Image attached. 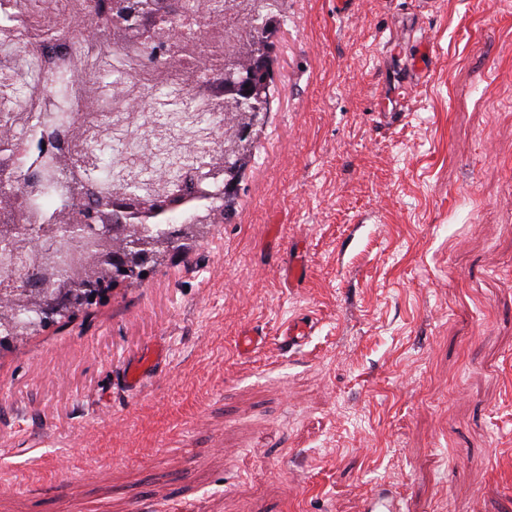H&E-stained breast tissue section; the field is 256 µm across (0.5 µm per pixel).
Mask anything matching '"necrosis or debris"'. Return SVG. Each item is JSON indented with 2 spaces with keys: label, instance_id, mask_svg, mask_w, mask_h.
Returning <instances> with one entry per match:
<instances>
[{
  "label": "necrosis or debris",
  "instance_id": "1",
  "mask_svg": "<svg viewBox=\"0 0 512 512\" xmlns=\"http://www.w3.org/2000/svg\"><path fill=\"white\" fill-rule=\"evenodd\" d=\"M173 2L175 15L163 54L180 60V67L170 70L148 61L153 28L140 22L115 50L126 61L117 78L106 62L113 51L106 38L110 0H42L34 13L27 0H9L7 9L0 10V69L14 74L19 93L8 121L14 145L0 152V174L9 176L21 200L18 208L0 211V224L21 226L90 210L107 197L108 186H121L127 177L124 166L113 167L105 181L90 180L89 172L98 165L104 145H111L116 155L127 152L130 139L121 129L143 116L145 91H188V134H199L208 150L223 143L225 58L246 16L228 0ZM64 72L72 76L75 119L52 127L41 118L58 110L60 97L48 93L47 86L51 77ZM155 164L160 171L141 180L143 192L173 188L175 170L201 180L206 188L209 197L196 205V212L212 208L224 192L223 182L207 180L206 160L173 149L165 139ZM191 212L175 207L167 221L186 220ZM38 252L26 266L0 268V289L15 286L32 272L61 282L76 258L72 245L58 237L39 244Z\"/></svg>",
  "mask_w": 512,
  "mask_h": 512
}]
</instances>
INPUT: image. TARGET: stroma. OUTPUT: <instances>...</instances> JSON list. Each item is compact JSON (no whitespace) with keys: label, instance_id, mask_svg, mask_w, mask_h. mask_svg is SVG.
<instances>
[{"label":"stroma","instance_id":"1","mask_svg":"<svg viewBox=\"0 0 512 512\" xmlns=\"http://www.w3.org/2000/svg\"><path fill=\"white\" fill-rule=\"evenodd\" d=\"M280 9L230 218L0 344V512H364L388 487L512 512V0ZM424 35L390 122L379 87Z\"/></svg>","mask_w":512,"mask_h":512}]
</instances>
